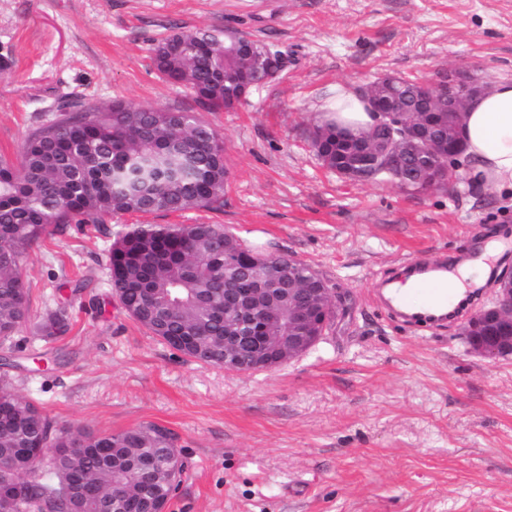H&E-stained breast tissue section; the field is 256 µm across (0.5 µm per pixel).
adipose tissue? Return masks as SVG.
I'll return each instance as SVG.
<instances>
[{"label":"adipose tissue","instance_id":"adipose-tissue-1","mask_svg":"<svg viewBox=\"0 0 512 512\" xmlns=\"http://www.w3.org/2000/svg\"><path fill=\"white\" fill-rule=\"evenodd\" d=\"M463 137L471 179L486 188L512 190V80H494L468 102Z\"/></svg>","mask_w":512,"mask_h":512}]
</instances>
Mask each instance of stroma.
Returning <instances> with one entry per match:
<instances>
[{
  "label": "stroma",
  "mask_w": 512,
  "mask_h": 512,
  "mask_svg": "<svg viewBox=\"0 0 512 512\" xmlns=\"http://www.w3.org/2000/svg\"><path fill=\"white\" fill-rule=\"evenodd\" d=\"M224 27L289 49L292 62L235 109L200 115L224 138L223 207L52 231L24 261L31 322L0 376L68 428H170L188 470L167 512H512V356L471 353L457 320L399 326L374 294L409 259L466 263L512 225V196L464 173L421 194L352 183L309 142L340 86L433 82L451 69L512 79V0H0V155L16 158L73 106L194 109L151 48ZM202 223L338 289L325 338L275 371L238 374L129 318L109 281L112 242L140 224ZM60 306L67 333L41 338L35 324Z\"/></svg>",
  "instance_id": "1"
}]
</instances>
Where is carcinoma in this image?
I'll return each instance as SVG.
<instances>
[{"label": "carcinoma", "instance_id": "obj_1", "mask_svg": "<svg viewBox=\"0 0 512 512\" xmlns=\"http://www.w3.org/2000/svg\"><path fill=\"white\" fill-rule=\"evenodd\" d=\"M248 42L267 50L257 68L235 46ZM152 61L162 78L187 89L195 105L209 112L242 103L236 76L255 70L263 79L286 69L288 54L236 29L174 33L156 40ZM436 84L396 78L392 88L410 107L428 98ZM315 130L328 133L317 151L334 172L356 153L336 146V121ZM228 168L219 133L181 109L139 108L120 102L65 111L24 140L18 163L0 157V344L30 320L24 259L49 228L99 224L106 217L224 205ZM265 253L243 245L222 224H143L112 243L107 255L112 290L126 314L157 340H187L178 348L195 361L224 359V325L232 318L225 304L227 285L262 287L266 311L242 327L258 336L278 308L280 284L267 275ZM69 328L63 307L36 326L44 338ZM0 481L23 486L15 512H89L97 496L112 499L123 512L127 499L168 504L185 468L171 467L176 436L146 423L116 433H75L57 426L31 399L0 383ZM78 476L79 492L62 486Z\"/></svg>", "mask_w": 512, "mask_h": 512}]
</instances>
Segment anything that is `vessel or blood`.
Listing matches in <instances>:
<instances>
[{
    "label": "vessel or blood",
    "mask_w": 512,
    "mask_h": 512,
    "mask_svg": "<svg viewBox=\"0 0 512 512\" xmlns=\"http://www.w3.org/2000/svg\"><path fill=\"white\" fill-rule=\"evenodd\" d=\"M447 265L441 260L416 262L408 266L409 277L415 278V292L404 288H386L381 296L386 308L405 321L414 314H431L445 320L448 312Z\"/></svg>",
    "instance_id": "vessel-or-blood-1"
}]
</instances>
